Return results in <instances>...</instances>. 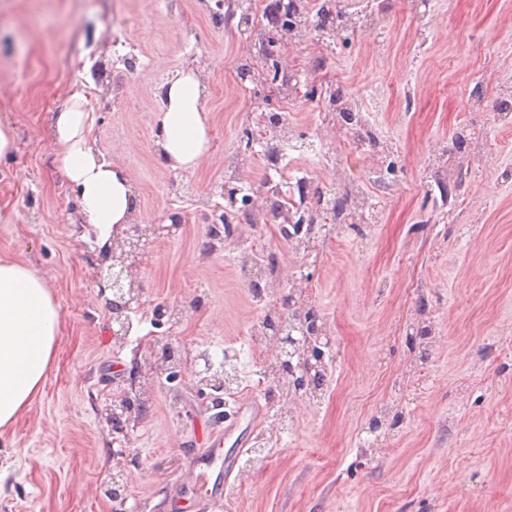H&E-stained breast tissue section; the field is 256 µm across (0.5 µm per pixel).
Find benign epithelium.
Returning a JSON list of instances; mask_svg holds the SVG:
<instances>
[{
    "label": "benign epithelium",
    "instance_id": "benign-epithelium-1",
    "mask_svg": "<svg viewBox=\"0 0 512 512\" xmlns=\"http://www.w3.org/2000/svg\"><path fill=\"white\" fill-rule=\"evenodd\" d=\"M182 227L180 221L169 224H128L116 238L97 248L93 262L96 265L95 285L104 295L110 291L121 300V310L131 311L142 308V296L136 273L142 262L141 242L149 236L169 237ZM305 330L300 334L278 332L269 337L277 351L278 367L291 370L296 381H304L316 369V364L308 361L294 365L296 352L303 344Z\"/></svg>",
    "mask_w": 512,
    "mask_h": 512
}]
</instances>
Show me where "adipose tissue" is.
I'll use <instances>...</instances> for the list:
<instances>
[{
	"label": "adipose tissue",
	"mask_w": 512,
	"mask_h": 512,
	"mask_svg": "<svg viewBox=\"0 0 512 512\" xmlns=\"http://www.w3.org/2000/svg\"><path fill=\"white\" fill-rule=\"evenodd\" d=\"M160 90L159 149L172 168H196L210 140L200 74L192 68L177 71ZM91 130L87 96L84 90H73L53 115L54 161L79 194V223L92 227L103 243L134 222L133 188L122 169L96 149ZM60 322V306L46 279L0 258V434L41 393L54 361Z\"/></svg>",
	"instance_id": "ef3b65f1"
}]
</instances>
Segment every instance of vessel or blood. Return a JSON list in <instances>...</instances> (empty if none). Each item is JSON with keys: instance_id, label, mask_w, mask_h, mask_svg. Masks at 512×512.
<instances>
[{"instance_id": "obj_1", "label": "vessel or blood", "mask_w": 512, "mask_h": 512, "mask_svg": "<svg viewBox=\"0 0 512 512\" xmlns=\"http://www.w3.org/2000/svg\"><path fill=\"white\" fill-rule=\"evenodd\" d=\"M262 413V407L257 399L251 398L236 402L231 413L224 418L223 429L217 430L210 436L209 446L212 450V463L218 469V477L208 473H200L198 482L205 486L215 501H223L228 487L239 480L238 459L246 451L250 440L239 432L242 421L254 420ZM233 440L235 447L232 452H225V440Z\"/></svg>"}]
</instances>
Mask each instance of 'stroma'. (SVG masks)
Here are the masks:
<instances>
[{"mask_svg":"<svg viewBox=\"0 0 512 512\" xmlns=\"http://www.w3.org/2000/svg\"><path fill=\"white\" fill-rule=\"evenodd\" d=\"M267 2L0 0V119L16 142L0 161V257L43 275L61 309L44 388L0 436V512H168L191 486L188 512H512V123L472 96L477 73L512 74V0H379L372 22L338 42L272 30ZM188 67L211 142L204 162L180 170L157 151L159 88ZM337 71L387 151L352 145L329 99ZM83 86L96 146L132 184L138 223L183 221L145 240L144 306L122 340L93 283L80 198L49 148L54 112ZM270 112L317 145L289 151L273 176L258 141ZM463 127L477 136L458 153ZM461 171L460 199L443 204L439 181ZM304 175L318 188L358 184L376 206L362 223L327 224L298 254L276 219H252L273 200L269 178L288 191ZM226 183L247 196L228 239L216 232ZM248 246L307 278L301 302L330 326L318 399L271 378L276 353L250 335L257 313L238 260ZM158 305L183 321L154 325ZM424 320L422 359L406 336ZM170 339L183 349L174 382L155 369ZM226 351L241 391L264 406L250 427L264 463L241 456L239 483L215 506L195 478L209 468L218 397L195 373L199 353ZM124 396L146 409L118 434L105 410ZM385 409L403 421L371 444L368 424ZM113 477L117 500L105 493Z\"/></svg>","mask_w":512,"mask_h":512,"instance_id":"stroma-1","label":"stroma"}]
</instances>
